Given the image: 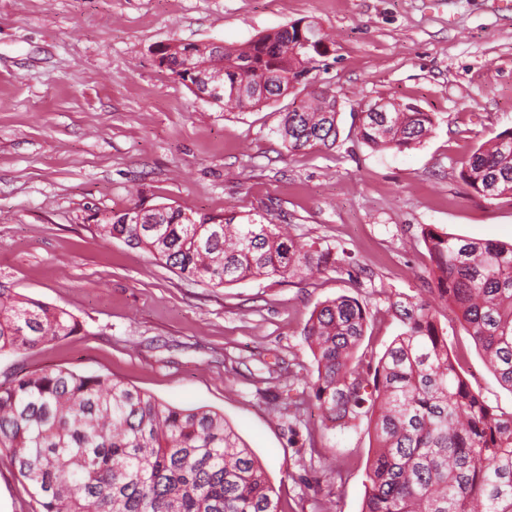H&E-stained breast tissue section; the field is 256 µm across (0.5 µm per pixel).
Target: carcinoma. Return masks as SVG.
Segmentation results:
<instances>
[{
  "mask_svg": "<svg viewBox=\"0 0 512 512\" xmlns=\"http://www.w3.org/2000/svg\"><path fill=\"white\" fill-rule=\"evenodd\" d=\"M222 62L213 103L239 110L276 103L327 56L318 23H291L243 48L161 46L159 66ZM363 112L357 137L376 151L421 144L434 117L395 101ZM336 95L288 105L280 135L291 154L330 148L339 136ZM460 177L485 199H512V129L461 162ZM103 240L147 250L212 287L248 279L340 272L346 260L288 232L172 206L129 209L100 225ZM430 257L428 296L400 295L403 327L384 353L362 348L371 312L358 298L319 302L303 328L314 358L308 400L326 429L373 423L361 512H512V413L487 404L448 351L439 306L453 308L487 367L512 390V243L421 229ZM67 311L0 283V355L72 336ZM0 450L9 454L39 512H282L265 469L224 414L181 409L104 375L30 372L0 383Z\"/></svg>",
  "mask_w": 512,
  "mask_h": 512,
  "instance_id": "obj_1",
  "label": "carcinoma"
}]
</instances>
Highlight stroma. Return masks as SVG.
I'll list each match as a JSON object with an SVG mask.
<instances>
[{
    "label": "stroma",
    "instance_id": "35a3bbf8",
    "mask_svg": "<svg viewBox=\"0 0 512 512\" xmlns=\"http://www.w3.org/2000/svg\"><path fill=\"white\" fill-rule=\"evenodd\" d=\"M300 20L329 37L328 70L296 89L336 95L329 150L288 154L287 100L227 113L157 61L165 43L236 47ZM389 98L434 113L431 137L402 152L359 141L361 112ZM507 128L512 11L498 0H0V282L82 326L0 355V381L67 368L209 407L263 463L286 512L329 499L361 512L372 436L324 428L301 400L314 368L302 329L319 301L355 296L382 355L402 329L391 296L425 286L422 226L512 241V200L480 198L460 177L461 159ZM136 203L261 214L346 251L350 271L196 283L100 239L104 217ZM440 321L471 388L512 412L455 311ZM35 509L1 451L0 512Z\"/></svg>",
    "mask_w": 512,
    "mask_h": 512
}]
</instances>
